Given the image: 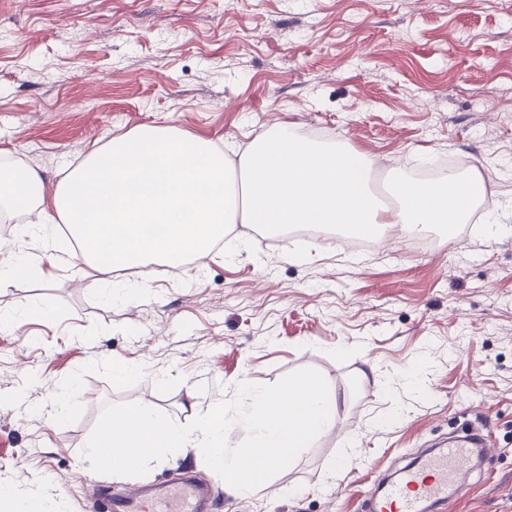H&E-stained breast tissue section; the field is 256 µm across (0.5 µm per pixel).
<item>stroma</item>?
Listing matches in <instances>:
<instances>
[{
  "label": "stroma",
  "instance_id": "obj_1",
  "mask_svg": "<svg viewBox=\"0 0 512 512\" xmlns=\"http://www.w3.org/2000/svg\"><path fill=\"white\" fill-rule=\"evenodd\" d=\"M366 153L392 179L451 161L512 203V0H0V160L31 164L53 192L91 149L142 125L247 144L279 123ZM103 299L80 261L0 283V482L23 479L92 512L102 484L82 451L106 405L143 402L180 424L238 396L318 370L339 396L336 426L221 512H359L385 475L481 418L492 446L442 512H512V234L469 224L390 229L355 256L327 231ZM142 374L117 383L107 359ZM424 367L417 393L405 376ZM74 389L62 422L48 412ZM403 420L377 426L392 409ZM193 470L199 448L152 463L141 483Z\"/></svg>",
  "mask_w": 512,
  "mask_h": 512
}]
</instances>
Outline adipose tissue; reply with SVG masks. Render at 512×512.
Masks as SVG:
<instances>
[{"label":"adipose tissue","instance_id":"ef3b65f1","mask_svg":"<svg viewBox=\"0 0 512 512\" xmlns=\"http://www.w3.org/2000/svg\"><path fill=\"white\" fill-rule=\"evenodd\" d=\"M371 166L345 144L301 138L285 122L253 138L233 164L210 139L143 125L90 151L50 195L37 167L1 164L0 217L35 215L50 252L53 231L67 225L85 274L107 288L114 271L130 267L161 264L182 275L238 224H317L358 236L398 226L415 235L463 223L478 202L498 209L474 173L430 185L394 181L393 204L380 205L369 190Z\"/></svg>","mask_w":512,"mask_h":512}]
</instances>
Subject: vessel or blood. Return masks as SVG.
Here are the masks:
<instances>
[{
  "instance_id": "1",
  "label": "vessel or blood",
  "mask_w": 512,
  "mask_h": 512,
  "mask_svg": "<svg viewBox=\"0 0 512 512\" xmlns=\"http://www.w3.org/2000/svg\"><path fill=\"white\" fill-rule=\"evenodd\" d=\"M487 445L488 436L480 429L458 437L404 469L366 503V512H426L428 506L447 503L458 490L460 472ZM218 497L215 487L188 476L176 483L103 492L94 512H216Z\"/></svg>"
}]
</instances>
